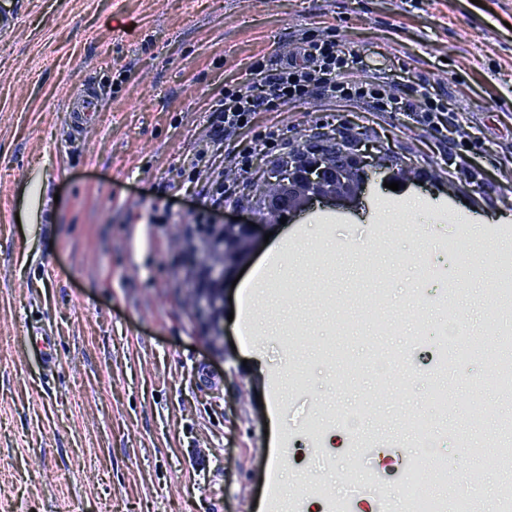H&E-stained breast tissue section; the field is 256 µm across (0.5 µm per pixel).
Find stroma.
<instances>
[{
  "label": "stroma",
  "instance_id": "obj_1",
  "mask_svg": "<svg viewBox=\"0 0 512 512\" xmlns=\"http://www.w3.org/2000/svg\"><path fill=\"white\" fill-rule=\"evenodd\" d=\"M2 16L0 512H269L270 482L285 497L306 480L364 512L373 481L409 476L420 418L459 478L485 468L512 488L492 462L512 450V392L484 384L491 351L512 358V306L492 290L512 255V0H0ZM315 22L367 69L408 59L483 132L484 179L445 175L404 115L289 109L364 127L371 153L414 181L394 191L376 173L359 198L273 225L305 241L286 256L299 295L281 311L271 293L255 303L247 336L198 311L181 225L125 213L164 202V171L202 144L225 80L254 55L290 54ZM92 84L110 109L69 137L68 100ZM384 224L397 230L378 248ZM371 288L387 299L373 315ZM449 305L482 339L462 357L442 333ZM35 319L56 341L50 374L23 341ZM438 389L447 407L430 402Z\"/></svg>",
  "mask_w": 512,
  "mask_h": 512
}]
</instances>
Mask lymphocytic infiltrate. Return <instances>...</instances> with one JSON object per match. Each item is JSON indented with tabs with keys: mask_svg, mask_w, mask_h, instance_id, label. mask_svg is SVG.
I'll list each match as a JSON object with an SVG mask.
<instances>
[{
	"mask_svg": "<svg viewBox=\"0 0 512 512\" xmlns=\"http://www.w3.org/2000/svg\"><path fill=\"white\" fill-rule=\"evenodd\" d=\"M293 53L285 59L261 56L247 67L246 82L220 91L207 120V140L190 166L166 172L171 191H186L217 205L239 208L244 188L238 172L262 161L279 166L307 137L298 124H283L282 112L311 102L384 116L405 113L416 130L434 137L444 157L478 155L480 137L463 130L447 99L418 83L409 96L386 73L367 70L358 49L342 43L335 26L303 27Z\"/></svg>",
	"mask_w": 512,
	"mask_h": 512,
	"instance_id": "f902f5d3",
	"label": "lymphocytic infiltrate"
}]
</instances>
